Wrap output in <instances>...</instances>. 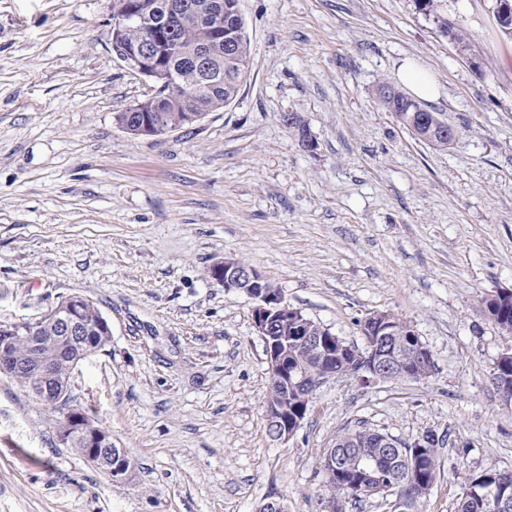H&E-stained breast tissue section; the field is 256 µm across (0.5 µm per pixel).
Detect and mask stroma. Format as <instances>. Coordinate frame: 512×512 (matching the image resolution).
Segmentation results:
<instances>
[{"label":"stroma","instance_id":"obj_1","mask_svg":"<svg viewBox=\"0 0 512 512\" xmlns=\"http://www.w3.org/2000/svg\"><path fill=\"white\" fill-rule=\"evenodd\" d=\"M113 0H0V324L91 298L110 343L76 404L133 465L112 481L60 445L58 415L0 375V512H318L338 434L444 436L414 512H457L467 479L512 469V407L492 383L512 334L484 313L512 290V37L494 0H240L250 67L232 103L134 137L116 115L151 88L112 52ZM471 39V67L444 35ZM414 63L440 148L377 90ZM295 113L313 148L285 124ZM233 256L285 302L365 348L379 311L409 322L423 380L329 377L287 442L270 439L254 300L211 276Z\"/></svg>","mask_w":512,"mask_h":512}]
</instances>
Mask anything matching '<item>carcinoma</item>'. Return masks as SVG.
Returning <instances> with one entry per match:
<instances>
[{
  "label": "carcinoma",
  "mask_w": 512,
  "mask_h": 512,
  "mask_svg": "<svg viewBox=\"0 0 512 512\" xmlns=\"http://www.w3.org/2000/svg\"><path fill=\"white\" fill-rule=\"evenodd\" d=\"M238 2L239 0H182L189 8L170 31L169 56L173 79L153 91L146 99L136 102L128 111L151 114L160 128L184 127L192 124V120L185 112L171 111V106L185 90L196 91L194 107L200 118L233 101L250 61ZM217 3L224 6L222 26L219 29L201 19ZM439 23L445 34L453 38L466 52L474 53L472 43L466 36L454 30L444 19L439 20ZM229 43L235 47V54L232 56L226 54V45ZM202 49L210 51L205 67L219 74L221 80H209L207 72L191 62L192 57ZM380 98L384 107L395 113L407 128L413 121L420 126H427L432 121L444 125L436 113L421 111V106L395 86L381 87ZM484 312L501 330L512 334V304H498L488 298L484 302ZM288 355L289 360L303 367L313 380L319 379L321 373L329 370L328 363L318 360L298 345H288ZM395 357L412 371H422L420 378L430 376L433 365L417 367V359L409 347L400 349ZM493 383L497 384V389L512 397L511 362H501L495 366ZM382 436L383 432L366 427L349 429L336 436V471L325 476L321 505L344 496L358 498L367 495L363 488L366 477L362 472L366 461L376 464L375 477L381 482L397 483L403 506L408 507L425 495L437 475V448L442 439H437L425 448H415L401 441L395 450L384 443ZM406 457L418 459L417 467L408 468L404 462ZM488 487L497 488L500 500L512 505V473L505 477L503 471L490 469L467 479L458 512H495L483 498Z\"/></svg>",
  "instance_id": "cac0c4a2"
}]
</instances>
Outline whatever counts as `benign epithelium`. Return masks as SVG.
Instances as JSON below:
<instances>
[{
    "label": "benign epithelium",
    "instance_id": "7a95c632",
    "mask_svg": "<svg viewBox=\"0 0 512 512\" xmlns=\"http://www.w3.org/2000/svg\"><path fill=\"white\" fill-rule=\"evenodd\" d=\"M150 16V6L137 12L130 0H113L112 48L117 59L138 73L153 86L164 84L169 78L166 58L159 45L169 27L164 24L150 26L147 38L134 48L121 42V34L130 23H144ZM128 133L142 134L153 127L144 114H129L121 124ZM214 279L224 288L244 292L256 305L253 319L261 336L267 355L270 382L275 385L302 387L306 373L298 366L288 365V342L303 344L322 359L336 357V336L325 328L313 327V321L301 311H294L288 329L281 330L278 315L288 308L282 295L266 287L265 277L254 267L234 257H226L213 267ZM85 298L66 296L52 308L42 326L27 325L29 335L20 337L17 330L21 323L0 324V373L28 378L30 389L43 403L60 411L56 436L65 448L83 449V458L116 482L129 478L130 461L125 450L112 441V433L97 424L79 408L71 405V379L58 373L57 363L61 354L74 355L75 365H80L111 341V328L107 319L81 315L79 309ZM389 314L376 312L366 319V341L370 353L361 361H348L341 369L331 368L325 377L357 372L359 381L367 384L380 380L412 378L414 374L403 364L394 361L391 353L395 329L388 322ZM24 341L26 349L18 352V342ZM309 405L288 416L285 407L265 405L266 420L276 424L278 440H288L300 426Z\"/></svg>",
    "mask_w": 512,
    "mask_h": 512
}]
</instances>
